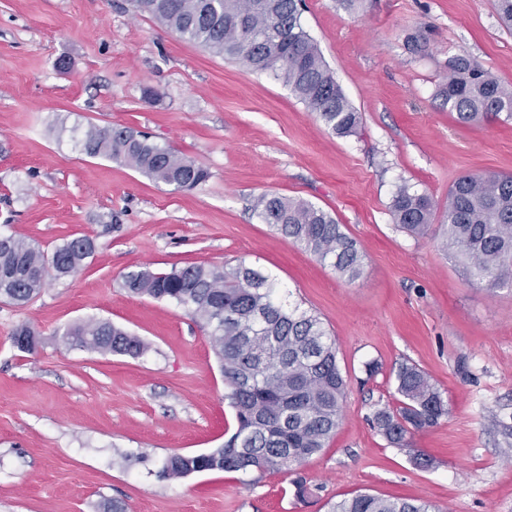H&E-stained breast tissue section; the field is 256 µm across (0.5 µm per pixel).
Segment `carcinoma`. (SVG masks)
Returning a JSON list of instances; mask_svg holds the SVG:
<instances>
[{
  "label": "carcinoma",
  "mask_w": 512,
  "mask_h": 512,
  "mask_svg": "<svg viewBox=\"0 0 512 512\" xmlns=\"http://www.w3.org/2000/svg\"><path fill=\"white\" fill-rule=\"evenodd\" d=\"M135 12L211 53L254 71L271 72L332 132H355L352 106L301 24L302 0H131ZM462 124L512 120V86L469 57L449 63L439 89ZM92 158H107L175 191L195 189L210 177L204 167L170 147L122 125H91L78 141ZM395 223L423 237L434 216L431 197L401 186L391 204ZM252 210L261 220L329 264L341 278L360 277L364 255L335 218L297 198L265 193ZM442 248L466 265L468 276L490 289L512 287V174L463 175L448 190ZM93 251L75 237L47 254L24 238L0 236V299L24 305L54 277L71 275ZM128 292L191 310L208 329L229 388L236 428L225 444L204 457L174 454L158 471L164 479L187 476L204 466L217 471L295 472L325 448L342 415L347 382L336 340L315 314L292 306L276 278L240 262L234 267L191 263L168 272L143 267L124 276ZM64 344L102 354L139 357L149 344L103 319L63 328ZM13 344L32 353L39 334L23 324ZM397 405L378 410L374 428L398 448L412 431L448 413L441 393L417 366L396 373ZM329 512H439L423 500L358 493L331 504Z\"/></svg>",
  "instance_id": "obj_1"
}]
</instances>
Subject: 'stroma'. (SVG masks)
<instances>
[{
    "label": "stroma",
    "instance_id": "35a3bbf8",
    "mask_svg": "<svg viewBox=\"0 0 512 512\" xmlns=\"http://www.w3.org/2000/svg\"><path fill=\"white\" fill-rule=\"evenodd\" d=\"M301 23L362 116L355 135L129 0H0V235L48 253L76 236L94 242L77 273L27 304L0 300V512H99L112 499L128 512H328L357 492L512 512V288L488 290L441 248L452 184L512 174V121L460 124L438 95L456 56L512 85V27L493 0H303ZM90 124L145 132L210 178L176 191L88 157L76 140ZM405 184L437 204L425 237L393 220ZM265 192L336 218L364 256L361 277L344 281L262 223L251 203ZM242 261L335 337L342 418L297 474L161 479L168 456L219 447L234 412L207 328L184 307L129 294L123 277ZM89 319L150 351L65 346L61 330ZM23 323L40 334L35 353L12 342ZM403 363L428 375L448 413L396 448L371 417L394 405ZM417 453L431 467H416Z\"/></svg>",
    "mask_w": 512,
    "mask_h": 512
}]
</instances>
